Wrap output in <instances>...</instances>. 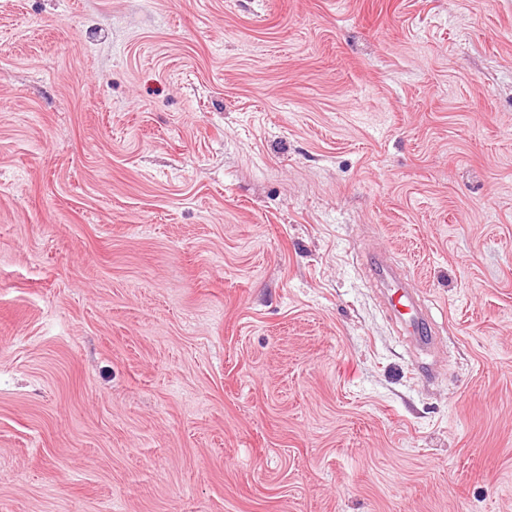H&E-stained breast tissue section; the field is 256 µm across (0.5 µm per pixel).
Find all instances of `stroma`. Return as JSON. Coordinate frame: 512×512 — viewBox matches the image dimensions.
I'll return each mask as SVG.
<instances>
[{
  "mask_svg": "<svg viewBox=\"0 0 512 512\" xmlns=\"http://www.w3.org/2000/svg\"><path fill=\"white\" fill-rule=\"evenodd\" d=\"M0 512H512V0H0ZM371 267L382 288L384 303L399 323L403 335L418 347L433 343L436 336L430 313L399 269L383 254L371 257Z\"/></svg>",
  "mask_w": 512,
  "mask_h": 512,
  "instance_id": "obj_1",
  "label": "stroma"
}]
</instances>
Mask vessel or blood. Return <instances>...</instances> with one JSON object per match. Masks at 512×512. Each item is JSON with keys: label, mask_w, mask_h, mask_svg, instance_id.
<instances>
[{"label": "vessel or blood", "mask_w": 512, "mask_h": 512, "mask_svg": "<svg viewBox=\"0 0 512 512\" xmlns=\"http://www.w3.org/2000/svg\"><path fill=\"white\" fill-rule=\"evenodd\" d=\"M371 267L381 287L383 300L403 335L420 347L433 343L435 331L430 313L399 269L383 254L372 256Z\"/></svg>", "instance_id": "obj_1"}]
</instances>
